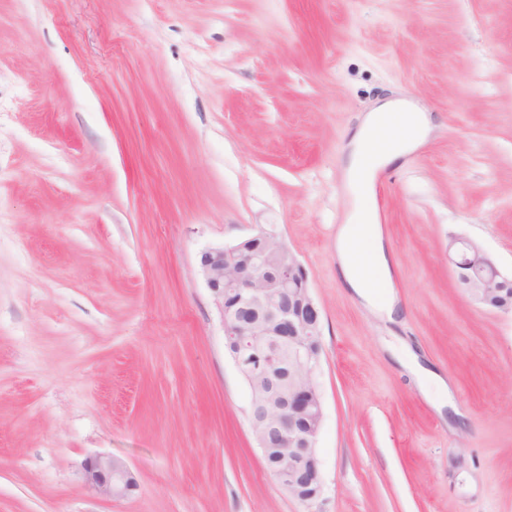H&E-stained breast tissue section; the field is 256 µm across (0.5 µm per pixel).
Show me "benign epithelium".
I'll use <instances>...</instances> for the list:
<instances>
[{
    "instance_id": "7a95c632",
    "label": "benign epithelium",
    "mask_w": 512,
    "mask_h": 512,
    "mask_svg": "<svg viewBox=\"0 0 512 512\" xmlns=\"http://www.w3.org/2000/svg\"><path fill=\"white\" fill-rule=\"evenodd\" d=\"M458 287L478 304L512 313V278L473 241L448 244ZM200 266L222 308L224 343L249 394V418L265 466L278 485L308 506L324 492L317 439L324 404L319 357L309 341L322 336L320 308L299 259L271 230L210 248ZM83 480L93 492L129 497L137 482L109 455L86 459Z\"/></svg>"
}]
</instances>
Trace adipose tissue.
<instances>
[{
    "instance_id": "adipose-tissue-1",
    "label": "adipose tissue",
    "mask_w": 512,
    "mask_h": 512,
    "mask_svg": "<svg viewBox=\"0 0 512 512\" xmlns=\"http://www.w3.org/2000/svg\"><path fill=\"white\" fill-rule=\"evenodd\" d=\"M432 129L429 116L402 100H389L363 116L352 137L345 168L352 209L336 233V261L348 289L376 314L396 321L402 308L396 297L377 290L391 278V257L378 227L374 184L378 172L420 145Z\"/></svg>"
}]
</instances>
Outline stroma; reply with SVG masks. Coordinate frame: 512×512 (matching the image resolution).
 <instances>
[{
    "mask_svg": "<svg viewBox=\"0 0 512 512\" xmlns=\"http://www.w3.org/2000/svg\"><path fill=\"white\" fill-rule=\"evenodd\" d=\"M396 98L435 130L374 188L394 325L335 242L348 142ZM262 229L322 314L309 508L264 467L199 265ZM457 236L512 274V0H0V512H512V314L458 288ZM97 454L132 497L85 486ZM408 360L404 363L405 367L419 379H421V389L424 393L431 390L439 393H447V405L454 406L452 392L445 379L436 372H429L422 369L417 361L416 356L407 349ZM83 480L91 491L110 499L127 498L137 489V482L127 465L109 455L87 458L83 465Z\"/></svg>",
    "mask_w": 512,
    "mask_h": 512,
    "instance_id": "stroma-1",
    "label": "stroma"
}]
</instances>
